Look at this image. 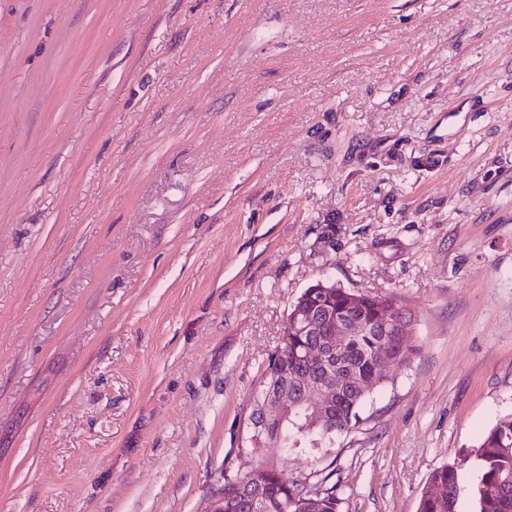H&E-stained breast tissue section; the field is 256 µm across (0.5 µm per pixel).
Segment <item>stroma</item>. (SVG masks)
<instances>
[{
	"label": "stroma",
	"instance_id": "35a3bbf8",
	"mask_svg": "<svg viewBox=\"0 0 512 512\" xmlns=\"http://www.w3.org/2000/svg\"><path fill=\"white\" fill-rule=\"evenodd\" d=\"M320 280L416 353L261 455L415 512L512 416V0H0V512H207Z\"/></svg>",
	"mask_w": 512,
	"mask_h": 512
}]
</instances>
